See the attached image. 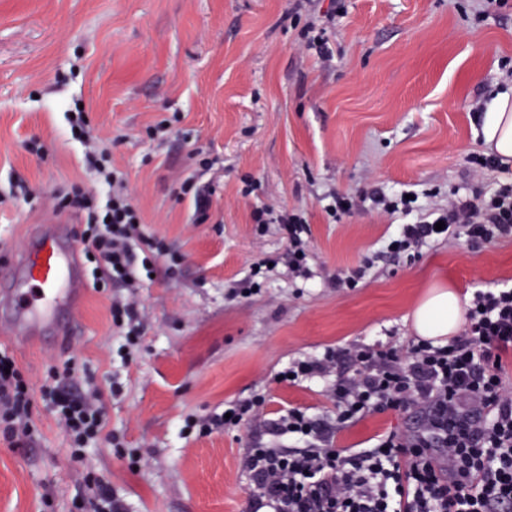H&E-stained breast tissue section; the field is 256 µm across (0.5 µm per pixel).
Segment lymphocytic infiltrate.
Wrapping results in <instances>:
<instances>
[{"label":"lymphocytic infiltrate","instance_id":"lymphocytic-infiltrate-1","mask_svg":"<svg viewBox=\"0 0 512 512\" xmlns=\"http://www.w3.org/2000/svg\"><path fill=\"white\" fill-rule=\"evenodd\" d=\"M98 191L79 186L63 193L58 213L75 215L84 229L82 251L94 265L96 285L131 287L150 278L157 258L174 270L178 255L154 242L155 260L136 262L145 240L142 217L124 175L107 154L93 158ZM384 212L409 216L390 240L399 256L448 240L465 229L470 241L492 242L512 234V190L485 192L482 203L459 198L435 215L413 219L414 200L373 191ZM259 225H280L287 247L284 263L293 277L310 278L306 221L288 210L253 212ZM512 357V286L477 288L465 313L463 335L447 344L410 341L405 353L365 347H326L289 363L281 380L327 381L336 404L331 419L292 408L281 416L280 435L299 441L298 451L251 448L241 465L248 476L251 512H512V387L502 372ZM357 362L355 373L342 369ZM78 369L67 362L53 370L33 394L14 357L0 352V435L23 442L33 431L35 397H42L65 427L75 458L106 428L96 393L80 392ZM264 402L257 396L229 404L226 413L190 419L187 429L206 435L228 431ZM414 409L417 427L379 435L374 446L352 451L335 447L337 435L373 407Z\"/></svg>","mask_w":512,"mask_h":512}]
</instances>
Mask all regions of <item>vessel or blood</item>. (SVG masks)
I'll list each match as a JSON object with an SVG mask.
<instances>
[{
    "instance_id": "obj_1",
    "label": "vessel or blood",
    "mask_w": 512,
    "mask_h": 512,
    "mask_svg": "<svg viewBox=\"0 0 512 512\" xmlns=\"http://www.w3.org/2000/svg\"><path fill=\"white\" fill-rule=\"evenodd\" d=\"M78 255L77 246L57 224L45 226L29 239L18 262L25 287L14 294L12 334H28L34 316L49 320L61 308L66 309L69 317L77 316L78 299L85 288ZM31 286L42 292V304L36 305L30 300L27 289Z\"/></svg>"
}]
</instances>
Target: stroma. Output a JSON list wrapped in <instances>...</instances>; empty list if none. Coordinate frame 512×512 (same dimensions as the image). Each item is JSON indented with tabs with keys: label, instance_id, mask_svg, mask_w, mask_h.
I'll list each match as a JSON object with an SVG mask.
<instances>
[{
	"label": "stroma",
	"instance_id": "obj_1",
	"mask_svg": "<svg viewBox=\"0 0 512 512\" xmlns=\"http://www.w3.org/2000/svg\"><path fill=\"white\" fill-rule=\"evenodd\" d=\"M311 21L325 24L332 60L303 47ZM510 88L512 0H0V280L55 222L54 196L94 186L93 147L126 174L147 236L184 257L175 274L157 271L133 291L95 290L82 263L83 308L63 337L35 343L0 328V348L33 387L77 359L81 388L99 391L116 438L82 464L36 400L32 438H0V512H76L90 466L123 512H247L244 449L288 446L275 434L288 408L334 410L322 383L279 380L289 361L328 346L406 350L412 306L433 284L465 301L512 284V236L473 245L461 235L336 287L403 219L366 205L337 221L325 211L331 191L410 192L426 205L512 183V168L478 174L470 162L486 152L484 112ZM77 102L89 147L70 132ZM203 159L212 169L183 191ZM264 205L305 213L312 277L279 266L258 291L230 296L254 263L286 248L277 229L256 232L252 213ZM116 299L139 313L127 360ZM256 393L263 423L183 432L187 418ZM414 419L370 413L335 444L366 448Z\"/></svg>",
	"mask_w": 512,
	"mask_h": 512
}]
</instances>
